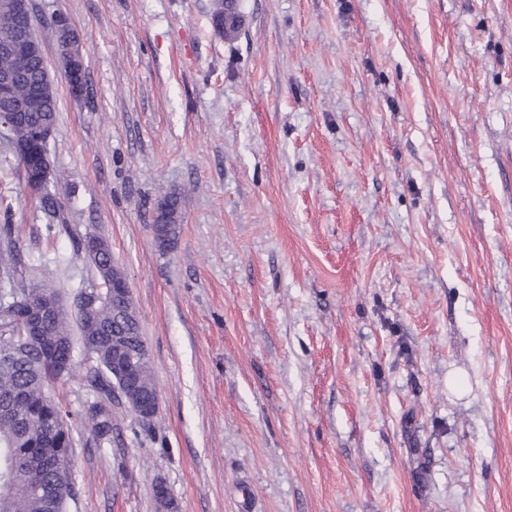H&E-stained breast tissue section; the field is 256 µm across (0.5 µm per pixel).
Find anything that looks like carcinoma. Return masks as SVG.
Segmentation results:
<instances>
[{"label": "carcinoma", "mask_w": 512, "mask_h": 512, "mask_svg": "<svg viewBox=\"0 0 512 512\" xmlns=\"http://www.w3.org/2000/svg\"><path fill=\"white\" fill-rule=\"evenodd\" d=\"M212 22L219 32L232 34L242 23L238 0H214ZM27 28L29 44L40 46L35 29L15 11L13 0H0V38L16 36ZM12 76L6 94L0 95V113L20 110L8 126L14 152L35 144L39 131L57 124L58 99L43 51L31 55H0V76ZM182 194L170 192L158 203L153 230L163 248L179 237ZM86 237L98 241L101 250L93 264L100 279L112 278L117 263L112 259L109 242L93 232ZM22 266L21 245L12 225L0 227V274L10 283L23 306L41 303L48 296H57V288L46 281L15 284ZM21 312L0 307V337L22 333L18 318ZM76 321L79 336H72L71 321ZM93 347L94 360L87 366L84 382L93 395L85 407L91 421V435L96 443L112 442L113 421L123 410L135 411L129 400L119 401L112 390L113 350L145 345L140 320L128 298L118 304L109 289L100 291L95 302L74 305L69 310L56 308L46 319L41 341L25 346L7 365L0 363V512H61L66 499L74 495L69 477L70 460L56 461L50 468L29 463L30 449L42 448L55 457V449L70 448L73 436L69 411L56 404L50 396L51 386L66 374V366L48 362L47 351L54 347ZM136 393L144 399L155 395L152 366L145 360L136 363Z\"/></svg>", "instance_id": "1"}]
</instances>
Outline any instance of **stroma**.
<instances>
[{"instance_id": "1", "label": "stroma", "mask_w": 512, "mask_h": 512, "mask_svg": "<svg viewBox=\"0 0 512 512\" xmlns=\"http://www.w3.org/2000/svg\"><path fill=\"white\" fill-rule=\"evenodd\" d=\"M212 3L32 0L69 230L1 135L0 199L66 305L108 240L159 398L90 444L75 350L65 512H512V0H240L233 37ZM52 26L56 36L57 54L63 65L64 71L71 73L73 77H79L83 81L84 59L81 51L82 37L70 24L68 18L62 14L54 17ZM66 74V80L73 94L76 90L74 79ZM181 192H170L158 203L153 230L156 241L163 248L174 244L180 233Z\"/></svg>"}]
</instances>
